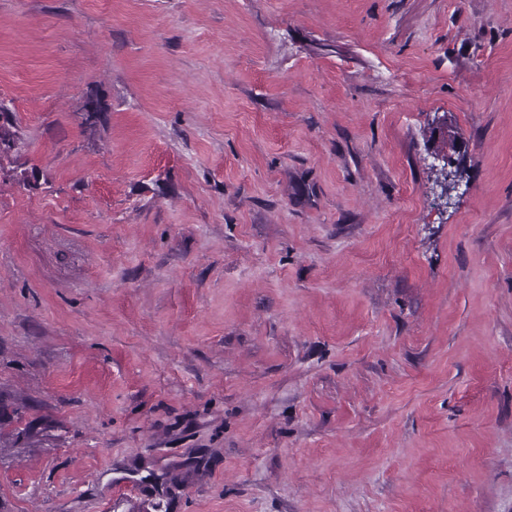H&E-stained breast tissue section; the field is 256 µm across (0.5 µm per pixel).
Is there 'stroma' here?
<instances>
[{"label":"stroma","instance_id":"1","mask_svg":"<svg viewBox=\"0 0 512 512\" xmlns=\"http://www.w3.org/2000/svg\"><path fill=\"white\" fill-rule=\"evenodd\" d=\"M0 100V512H512V0H0Z\"/></svg>","mask_w":512,"mask_h":512}]
</instances>
